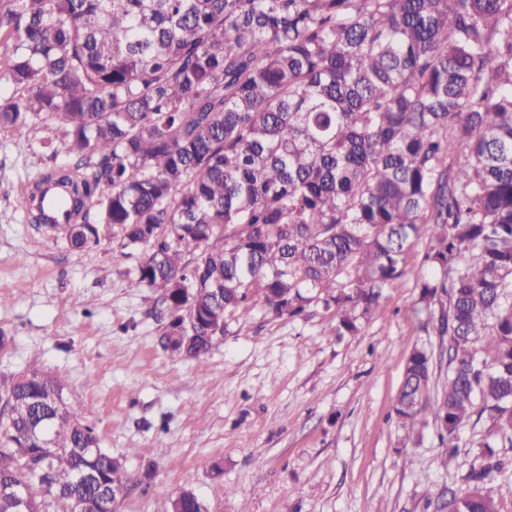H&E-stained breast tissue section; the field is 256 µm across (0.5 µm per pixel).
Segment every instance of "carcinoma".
Instances as JSON below:
<instances>
[{"mask_svg": "<svg viewBox=\"0 0 512 512\" xmlns=\"http://www.w3.org/2000/svg\"><path fill=\"white\" fill-rule=\"evenodd\" d=\"M8 2L20 100L0 127L58 120L73 155L28 197L62 188L73 221L31 223L143 248L127 285L162 290L165 351L206 354L248 302L298 318L322 299L354 336L424 227L448 385L429 398L416 346L394 412L430 413L452 450L479 398L481 446L512 448V0ZM65 389L39 368L0 381V512H106L127 488ZM493 471L448 488V512H498ZM166 512L208 510L184 489Z\"/></svg>", "mask_w": 512, "mask_h": 512, "instance_id": "carcinoma-1", "label": "carcinoma"}]
</instances>
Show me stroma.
Here are the masks:
<instances>
[{"mask_svg":"<svg viewBox=\"0 0 512 512\" xmlns=\"http://www.w3.org/2000/svg\"><path fill=\"white\" fill-rule=\"evenodd\" d=\"M63 141L56 121L0 127V378L38 366L66 381L131 478L116 512H164L184 488L208 512H438L480 463L486 422L470 419L450 454L434 421L394 413L414 346L433 355L435 390L447 383L448 341L418 302L423 245L356 335H333L320 301L295 320L246 306L206 355L175 361L160 289L127 285L143 249L108 228L72 250L29 223L22 197L68 162Z\"/></svg>","mask_w":512,"mask_h":512,"instance_id":"1","label":"stroma"}]
</instances>
